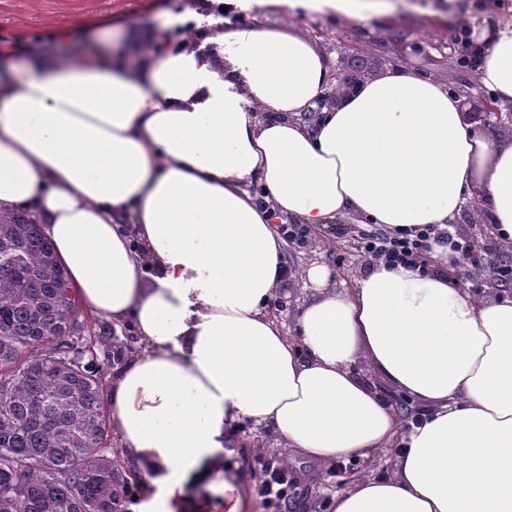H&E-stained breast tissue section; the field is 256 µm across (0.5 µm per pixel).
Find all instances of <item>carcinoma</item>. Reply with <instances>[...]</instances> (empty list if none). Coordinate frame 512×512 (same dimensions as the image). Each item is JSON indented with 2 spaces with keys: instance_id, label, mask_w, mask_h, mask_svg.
Wrapping results in <instances>:
<instances>
[{
  "instance_id": "cac0c4a2",
  "label": "carcinoma",
  "mask_w": 512,
  "mask_h": 512,
  "mask_svg": "<svg viewBox=\"0 0 512 512\" xmlns=\"http://www.w3.org/2000/svg\"><path fill=\"white\" fill-rule=\"evenodd\" d=\"M79 309L39 225L0 213V512H122L103 371L69 355L112 333L85 338Z\"/></svg>"
}]
</instances>
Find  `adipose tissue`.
<instances>
[{"mask_svg": "<svg viewBox=\"0 0 512 512\" xmlns=\"http://www.w3.org/2000/svg\"><path fill=\"white\" fill-rule=\"evenodd\" d=\"M129 37L120 68L0 45L26 63L0 82V211L40 224L85 309L135 324L109 391L145 480L132 512H176L245 421L317 462L396 449L392 476L353 477L333 512H512L511 297L461 288L437 245L438 271L378 264L350 289L310 267L294 330L267 312L286 219L454 224L469 206L511 245L512 138L405 65L332 78L296 31H213L224 72L187 39ZM474 47L490 107L512 112V24ZM394 393L427 408L403 434Z\"/></svg>", "mask_w": 512, "mask_h": 512, "instance_id": "1", "label": "adipose tissue"}]
</instances>
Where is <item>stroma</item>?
Masks as SVG:
<instances>
[{
	"label": "stroma",
	"mask_w": 512,
	"mask_h": 512,
	"mask_svg": "<svg viewBox=\"0 0 512 512\" xmlns=\"http://www.w3.org/2000/svg\"><path fill=\"white\" fill-rule=\"evenodd\" d=\"M440 0H399L395 13L368 21L344 18L331 4L310 8L298 0L295 8L272 0H241L234 15L239 28L263 26L304 32L330 59L338 76L378 74L389 66L404 64L445 82L463 101L468 122L475 130L500 137L512 135L499 113L484 111L489 94L474 78L473 67L460 66L459 28L480 30L484 25L512 21V0H458L456 14L433 17ZM217 16L214 0H0V42L49 47L58 56L76 61L92 52L87 28H95L111 62L132 58L122 28L135 24L149 32L201 42L208 23ZM358 222L344 214L331 224L311 227L307 244H290L284 260L293 276L290 297L273 301L269 312L284 322L293 317L306 297V271L324 264L335 271L334 287H352L365 269L353 251ZM138 339L131 324L113 331L112 344L95 351V361L111 381L117 366L136 350ZM239 447L224 451V474L218 483L198 476L183 486L178 512H226L231 499L241 498L245 512H265L257 495L255 471L261 464L285 462L294 482L291 512H332L327 488H344L352 475L390 476L393 456L381 452L369 459L337 469L317 463L282 447L268 430L239 434Z\"/></svg>",
	"instance_id": "1"
}]
</instances>
